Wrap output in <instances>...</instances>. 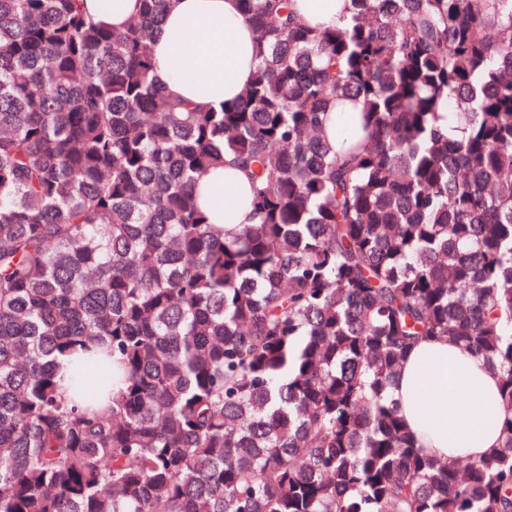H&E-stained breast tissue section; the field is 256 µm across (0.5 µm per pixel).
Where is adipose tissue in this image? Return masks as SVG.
Listing matches in <instances>:
<instances>
[{
    "instance_id": "ef3b65f1",
    "label": "adipose tissue",
    "mask_w": 512,
    "mask_h": 512,
    "mask_svg": "<svg viewBox=\"0 0 512 512\" xmlns=\"http://www.w3.org/2000/svg\"><path fill=\"white\" fill-rule=\"evenodd\" d=\"M310 26L342 24L350 0H292ZM256 33L240 0H174L152 41L155 81L198 105L234 101L255 70ZM204 208L225 224L252 223V191L235 168L205 176L197 188ZM421 448L474 461L500 443L499 378L479 357L441 339L417 344L391 388Z\"/></svg>"
}]
</instances>
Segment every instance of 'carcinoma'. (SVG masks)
<instances>
[{
    "label": "carcinoma",
    "mask_w": 512,
    "mask_h": 512,
    "mask_svg": "<svg viewBox=\"0 0 512 512\" xmlns=\"http://www.w3.org/2000/svg\"><path fill=\"white\" fill-rule=\"evenodd\" d=\"M142 3L0 0V512H512V0H240L257 65L219 107L153 79ZM224 165L231 232L196 196ZM428 338L500 376L477 461L390 397ZM75 355L107 405L64 396ZM139 0H86L87 11L114 29H123L140 11ZM295 12L312 27L341 25L349 15L350 0H292ZM197 193L200 204L217 215L218 223L255 224L250 183L235 168L226 165L213 170L200 181Z\"/></svg>",
    "instance_id": "obj_1"
}]
</instances>
